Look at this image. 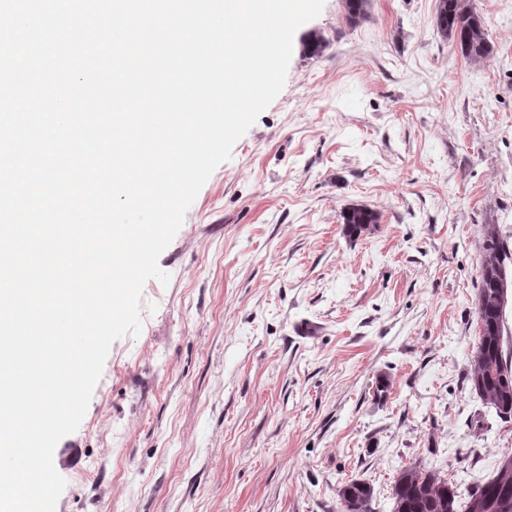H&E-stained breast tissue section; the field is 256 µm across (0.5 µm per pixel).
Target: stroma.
<instances>
[{
    "instance_id": "stroma-1",
    "label": "stroma",
    "mask_w": 512,
    "mask_h": 512,
    "mask_svg": "<svg viewBox=\"0 0 512 512\" xmlns=\"http://www.w3.org/2000/svg\"><path fill=\"white\" fill-rule=\"evenodd\" d=\"M437 3L371 0L355 23L325 0L296 31L55 448L56 512H343L350 480L391 512L404 469L463 495L512 455L467 380L485 242L512 245V0H469L480 61ZM354 205L378 215L357 237ZM436 26L442 35L460 46L464 56L482 60L489 54L490 45L482 21L467 0H439Z\"/></svg>"
}]
</instances>
